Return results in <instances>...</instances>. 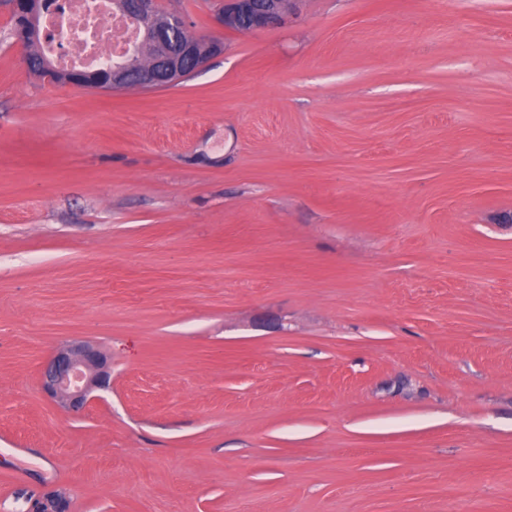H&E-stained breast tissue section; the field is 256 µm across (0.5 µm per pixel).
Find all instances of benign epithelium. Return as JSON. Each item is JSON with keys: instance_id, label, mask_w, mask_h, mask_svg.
<instances>
[{"instance_id": "benign-epithelium-1", "label": "benign epithelium", "mask_w": 512, "mask_h": 512, "mask_svg": "<svg viewBox=\"0 0 512 512\" xmlns=\"http://www.w3.org/2000/svg\"><path fill=\"white\" fill-rule=\"evenodd\" d=\"M299 4L300 0H222L215 21L220 27L235 31L275 27L286 23ZM114 5L127 14L148 18L154 14V0H137L133 6L128 5L127 0H116ZM184 28L183 17L175 11L166 14L162 25L143 27V44L154 47L153 60L149 64H138L139 50L135 49L123 62L105 71L55 69L49 61L46 66L54 69L66 83L79 86L85 79L97 81L105 73L108 74L107 87L112 89L125 87L132 78L141 86L155 84L164 77L175 81L187 64H194L197 70L222 48V43L216 40H175L174 34ZM40 379L42 391L61 411L78 413L93 399L94 391L109 387L108 360L94 345L73 340L59 348L42 366ZM32 510L65 512L67 501L58 494H47L33 501Z\"/></svg>"}]
</instances>
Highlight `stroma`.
Wrapping results in <instances>:
<instances>
[{
  "label": "stroma",
  "instance_id": "stroma-1",
  "mask_svg": "<svg viewBox=\"0 0 512 512\" xmlns=\"http://www.w3.org/2000/svg\"><path fill=\"white\" fill-rule=\"evenodd\" d=\"M159 2L224 50L118 91L0 5V512H512V0ZM299 0H224L215 13L225 30L253 31L285 24L295 14ZM246 21V25L242 22ZM41 388L65 413H78L110 385L107 357L94 345L73 340L59 348L42 366Z\"/></svg>",
  "mask_w": 512,
  "mask_h": 512
}]
</instances>
